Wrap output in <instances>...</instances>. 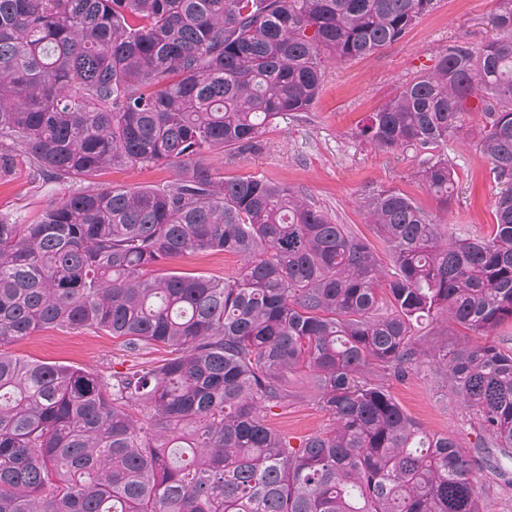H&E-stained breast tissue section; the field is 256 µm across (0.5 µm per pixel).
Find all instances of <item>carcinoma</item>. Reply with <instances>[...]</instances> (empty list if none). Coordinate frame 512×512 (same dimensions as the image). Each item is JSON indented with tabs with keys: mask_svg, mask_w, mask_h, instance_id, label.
Instances as JSON below:
<instances>
[{
	"mask_svg": "<svg viewBox=\"0 0 512 512\" xmlns=\"http://www.w3.org/2000/svg\"><path fill=\"white\" fill-rule=\"evenodd\" d=\"M498 2V37L442 48L360 130L427 152L418 178L446 206L454 171L435 149L477 99L495 224L456 237L409 195L372 190L387 268L290 187L203 158L258 150L314 104L327 64L401 41L434 0H0V176L22 158L60 185L177 169L161 189L0 217V512H484L475 473L512 460V350L433 346L476 427L469 454L424 433L388 382L420 362L425 322H512V0ZM213 251L238 274L166 268ZM48 328L166 356L107 381L7 349ZM299 368L332 425L294 445L264 413Z\"/></svg>",
	"mask_w": 512,
	"mask_h": 512,
	"instance_id": "obj_1",
	"label": "carcinoma"
}]
</instances>
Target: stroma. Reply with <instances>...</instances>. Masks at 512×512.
<instances>
[{"label": "stroma", "instance_id": "obj_1", "mask_svg": "<svg viewBox=\"0 0 512 512\" xmlns=\"http://www.w3.org/2000/svg\"><path fill=\"white\" fill-rule=\"evenodd\" d=\"M497 8L498 0H437L400 42L363 58L329 65L312 107L272 124L257 151L219 154L206 158V165L228 176L260 177L288 185L333 222L347 225L373 244L378 238L367 224L362 206V196L369 189H397L410 195L433 217L448 220L457 236L486 232L494 222L493 204L500 187L489 173L488 161L474 146L481 113L467 114L463 133L450 137L440 148L455 171L457 184L455 197L446 208L416 177L422 153L412 149L380 151L363 140L360 129L367 116L393 98L404 83L434 65L440 48L456 40L477 47L495 38L492 18ZM175 177V169L167 166H116L102 171L94 183L160 188ZM88 185L84 181L64 187L47 185L29 167H19L13 175L0 178V216L28 223L63 190L82 191ZM170 266L228 277L238 272L241 262L233 255L210 252L173 260ZM10 350L106 376L129 368L134 360L111 336L89 330H41L14 342ZM390 391L424 430L452 435L461 447L473 448L475 433L435 374L430 356H423ZM266 421L291 438L328 426L327 415L317 405L309 371L289 374L288 399L268 411Z\"/></svg>", "mask_w": 512, "mask_h": 512}]
</instances>
